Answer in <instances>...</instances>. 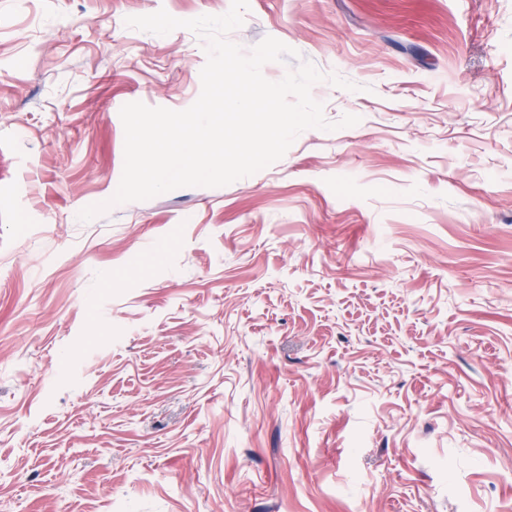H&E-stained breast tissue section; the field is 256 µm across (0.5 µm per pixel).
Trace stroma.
Segmentation results:
<instances>
[{
  "label": "stroma",
  "mask_w": 512,
  "mask_h": 512,
  "mask_svg": "<svg viewBox=\"0 0 512 512\" xmlns=\"http://www.w3.org/2000/svg\"><path fill=\"white\" fill-rule=\"evenodd\" d=\"M231 0H0V512H512V0H249L334 131L109 202Z\"/></svg>",
  "instance_id": "obj_1"
}]
</instances>
